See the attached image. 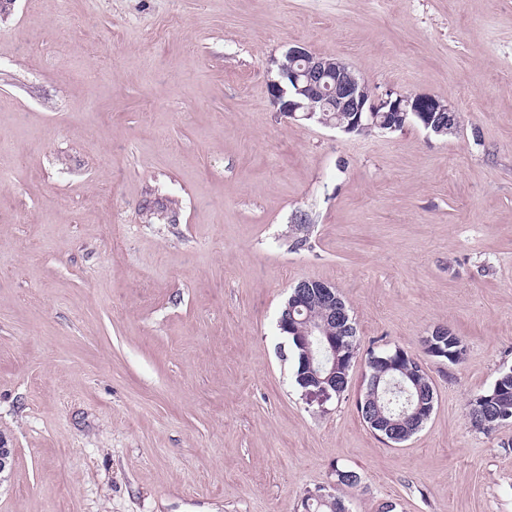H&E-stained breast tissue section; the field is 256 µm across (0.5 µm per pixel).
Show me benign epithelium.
<instances>
[{"mask_svg":"<svg viewBox=\"0 0 512 512\" xmlns=\"http://www.w3.org/2000/svg\"><path fill=\"white\" fill-rule=\"evenodd\" d=\"M268 94L278 111L294 121H313L346 134H369L376 130L395 132L417 120L428 132L440 136L456 130L453 121L435 119V114L456 112L448 101L428 94L400 93L389 90L376 96L368 85L358 78L350 66L339 58L320 57L301 45H293L278 62L277 79L270 81ZM390 112L391 119L383 123L378 113ZM338 290L324 282L301 280L288 299L286 314L279 319L281 332L291 336L305 356L310 395L328 399L340 386L349 383L351 362L340 366L336 362V347L340 340L326 333L329 324L349 327L347 309L339 303ZM316 302L329 310V316L319 321L308 316ZM437 358L447 357L454 362L462 358L461 342L448 337V328L439 327L427 337ZM419 362L407 351L397 348L393 353L373 355L369 366L382 367L393 372L403 361ZM433 403L430 397L408 401L398 415H385L374 406L366 413L370 424L380 429V438L387 442L401 441V426L418 423L428 418Z\"/></svg>","mask_w":512,"mask_h":512,"instance_id":"obj_1","label":"benign epithelium"}]
</instances>
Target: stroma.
I'll use <instances>...</instances> for the list:
<instances>
[{"instance_id":"35a3bbf8","label":"stroma","mask_w":512,"mask_h":512,"mask_svg":"<svg viewBox=\"0 0 512 512\" xmlns=\"http://www.w3.org/2000/svg\"><path fill=\"white\" fill-rule=\"evenodd\" d=\"M295 44L460 125L287 119ZM305 279L357 328L340 400L278 328ZM395 347L435 407L390 446L357 400ZM509 368L512 0H0V512H303L338 468L349 512H512V425L466 414ZM444 341L447 342V347H444L442 344L434 345L435 341ZM428 344L434 345L432 349V354L437 358L447 357V360H452L453 362H459L462 358V349L461 342L455 339H452L450 336L448 338V328L447 327H438L432 331L431 336L427 337ZM449 347L453 349L448 351ZM449 357V358H448ZM372 353H375V351L369 350L367 352V354H366L367 361ZM375 354H380V353H375ZM404 360H406L408 362H403ZM410 361L418 363V365H419L418 367L422 371L424 370L422 363L419 361V359L417 357H415L414 355H412V354L408 353L407 351L400 349V348H396L394 353L388 352V353H384L381 356L372 355L371 358L369 359V366L370 367L375 366L378 368L382 367L387 370H391V371L395 372V371L399 370L400 365L403 362L401 365V370L397 372L399 377H401V376H404V372L413 374L412 371H413L414 365L412 363H410Z\"/></svg>"}]
</instances>
